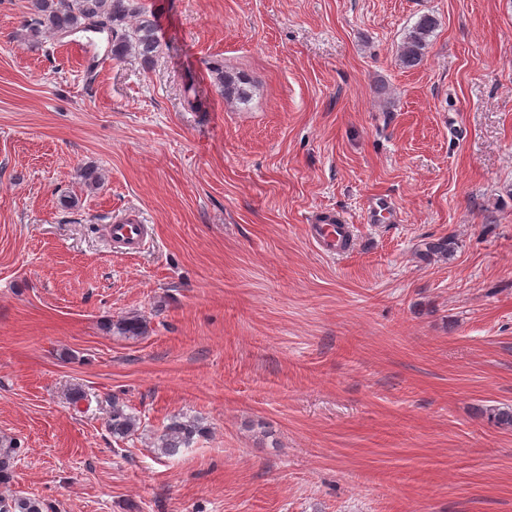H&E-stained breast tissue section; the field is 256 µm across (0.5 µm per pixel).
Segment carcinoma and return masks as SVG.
Instances as JSON below:
<instances>
[{
	"instance_id": "cac0c4a2",
	"label": "carcinoma",
	"mask_w": 512,
	"mask_h": 512,
	"mask_svg": "<svg viewBox=\"0 0 512 512\" xmlns=\"http://www.w3.org/2000/svg\"><path fill=\"white\" fill-rule=\"evenodd\" d=\"M27 29L31 35H61L77 31L89 33L96 28L108 32L109 51L115 58L128 54L139 56L149 63L160 51V40L156 34L153 20L146 16L142 7L134 0H27ZM135 19L131 31L117 35V28ZM437 27V20L430 14L420 16L415 27L403 41L399 59L406 69L418 66L424 56L427 38ZM218 81L223 88L224 100L243 102L247 98L246 80L243 76L219 71ZM456 242L448 237L428 243L425 250L419 252L424 260L434 257H450L455 252ZM117 332L125 337L134 338L142 334L140 319L128 317L117 323ZM488 418L503 428H512V407H492L486 409ZM107 425L112 437L125 440L139 429V418L126 410L120 402L112 401ZM203 434V428L194 419L185 420L174 417L165 426L158 438L157 452L163 456H174L180 449L187 448L195 436ZM11 512H43V503L36 498H12L0 503Z\"/></svg>"
}]
</instances>
